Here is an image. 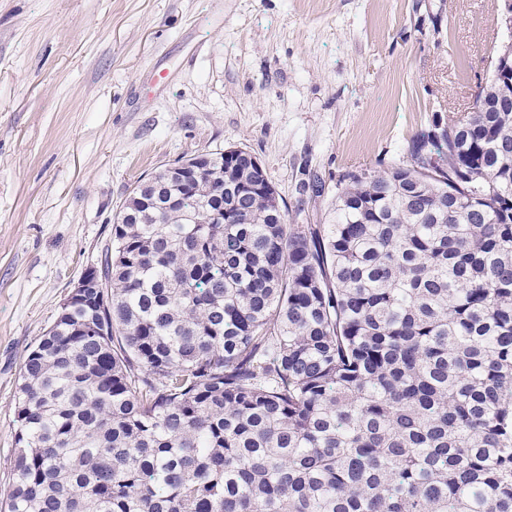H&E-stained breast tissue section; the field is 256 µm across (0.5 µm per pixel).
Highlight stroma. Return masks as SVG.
<instances>
[{
	"instance_id": "obj_1",
	"label": "stroma",
	"mask_w": 512,
	"mask_h": 512,
	"mask_svg": "<svg viewBox=\"0 0 512 512\" xmlns=\"http://www.w3.org/2000/svg\"><path fill=\"white\" fill-rule=\"evenodd\" d=\"M500 6L0 0V490L22 360L99 265L139 180L243 148L290 223H328L340 176L406 162L436 117L467 109L512 40Z\"/></svg>"
}]
</instances>
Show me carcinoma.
Instances as JSON below:
<instances>
[{"mask_svg": "<svg viewBox=\"0 0 512 512\" xmlns=\"http://www.w3.org/2000/svg\"><path fill=\"white\" fill-rule=\"evenodd\" d=\"M290 224L211 153L129 191L20 367L4 512H512V97Z\"/></svg>", "mask_w": 512, "mask_h": 512, "instance_id": "cac0c4a2", "label": "carcinoma"}]
</instances>
